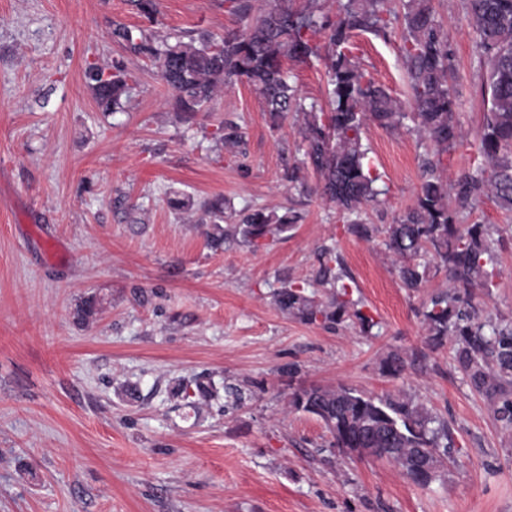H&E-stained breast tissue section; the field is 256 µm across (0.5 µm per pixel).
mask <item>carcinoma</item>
I'll return each instance as SVG.
<instances>
[{
	"instance_id": "carcinoma-1",
	"label": "carcinoma",
	"mask_w": 512,
	"mask_h": 512,
	"mask_svg": "<svg viewBox=\"0 0 512 512\" xmlns=\"http://www.w3.org/2000/svg\"><path fill=\"white\" fill-rule=\"evenodd\" d=\"M228 11L245 23L227 30L220 42L206 32L163 34L155 29L157 0H131L146 21L130 26L111 23L112 40L126 53L146 58L157 68L175 96L177 111L187 122L196 119L224 85H251L262 97L274 130L292 112L303 115L302 159L288 167L285 179L295 184L306 169L320 179L322 196L346 218L349 234L369 240L377 231L360 220L363 208L377 200L380 180L371 168L363 134L369 124L397 130L407 117L405 103L366 77L353 61L351 39L372 34L389 40L391 19L386 0H345L335 17L321 14L320 0H267L268 8L253 17V0H225ZM401 57L407 71L409 103L416 109L412 132L430 146L422 158L417 205L386 225L385 246L400 264L398 276L410 290L424 286L431 271H444L448 286L424 303L425 347L434 352L454 342V363L463 380L486 399L496 420L512 430V321L481 317L478 295H490L496 254L488 224L455 223L481 198L512 211V0H468L470 26L487 71L482 85L486 112L477 132L479 150L490 166L486 177L461 174L450 184L442 174V155L465 137L456 120V103L448 85L453 54L441 32L432 0H401ZM326 55L331 110L306 102L285 62ZM86 84L104 113L121 112L123 98L135 80L122 59L109 68L90 63ZM212 138L226 148L242 142L239 126L220 123ZM210 228L207 243L218 249L233 241L257 252L286 235L301 219L264 209L247 210L234 224L224 223V199L201 204ZM349 277L333 246L324 245L309 280L281 281L272 293L283 312L307 323L334 328L348 320L370 334L378 325L355 308ZM326 289L319 300L308 289ZM407 366L398 352L381 361V371L398 377ZM289 407L320 419L331 447L351 458L385 461L413 485L425 489L437 481L452 458L455 438L448 422L426 406L402 395H369L355 387L315 386L291 395Z\"/></svg>"
}]
</instances>
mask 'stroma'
I'll return each instance as SVG.
<instances>
[{
    "label": "stroma",
    "mask_w": 512,
    "mask_h": 512,
    "mask_svg": "<svg viewBox=\"0 0 512 512\" xmlns=\"http://www.w3.org/2000/svg\"><path fill=\"white\" fill-rule=\"evenodd\" d=\"M158 4L165 33L239 26L224 0ZM433 6L466 134L442 157L452 179L486 167L474 137L486 62L466 0ZM116 18L143 23L127 0H0V512H512V431L455 370L451 347L418 357L423 304L446 277L408 291L384 246L385 226L417 203L424 149L412 120L365 131L387 193L363 213L377 233L358 239L312 171L292 186L282 178L302 116L271 130L260 97L239 82L184 123L156 67L113 42ZM400 46L397 36L362 34L351 54L403 99ZM121 57L136 88L106 115L84 67ZM288 68L303 96L327 104L326 59ZM225 120L244 135L232 153L211 137ZM176 195L303 219L261 251L214 250L191 215L169 207ZM459 221L498 229L491 294L479 307L512 320V212L486 198ZM324 245L341 256L377 336L349 322L306 324L275 305L273 289L306 280ZM87 301L96 314L77 320ZM392 351L409 360L396 378L380 371ZM241 382L252 399L226 407L225 385ZM129 384L138 400L126 398ZM338 384L400 393L445 418L456 441L445 475L421 489L387 463L327 453L324 424L288 401Z\"/></svg>",
    "instance_id": "35a3bbf8"
}]
</instances>
